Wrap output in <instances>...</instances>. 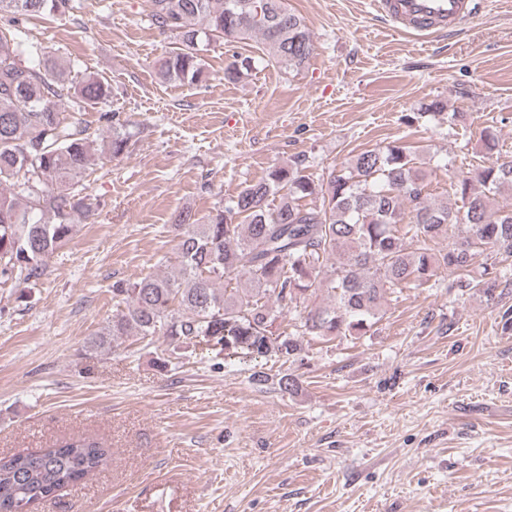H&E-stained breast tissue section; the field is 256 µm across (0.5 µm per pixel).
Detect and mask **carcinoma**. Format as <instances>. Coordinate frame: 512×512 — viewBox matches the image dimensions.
Returning a JSON list of instances; mask_svg holds the SVG:
<instances>
[{
    "mask_svg": "<svg viewBox=\"0 0 512 512\" xmlns=\"http://www.w3.org/2000/svg\"><path fill=\"white\" fill-rule=\"evenodd\" d=\"M153 23L175 35L178 46L159 64L161 80L196 83L205 74L211 42L260 36L267 62L299 68L313 53L311 35L287 0H146ZM71 0H0V283L37 282L50 256L87 223L85 179L95 146L101 157L124 155L130 134L116 113L102 112L93 129L80 112L63 106L97 105L108 96L106 83L89 74L70 79L72 61L49 47L28 45L24 62L11 44L22 38V19L64 14ZM254 66L233 57L224 81H239ZM434 117L447 104L421 106ZM418 151L389 144L351 155L326 177L305 174L303 161L274 167L220 203L206 217L189 210L171 224L177 238L176 273L147 275L112 285L122 308L88 338V348L110 351L124 339L164 336L187 347L202 346L228 359L290 358L312 336H365L384 315L387 295L426 288L446 271L460 289L492 296L497 273L472 275L477 255L492 248L512 258V202L496 210L490 203L512 187V161H495L475 176L455 173L451 189L460 205L428 201L429 175ZM278 203L270 204V199ZM313 197L308 206L301 200ZM464 228L448 250L431 244ZM243 272L250 287L226 288L224 279ZM326 293L329 301L311 303ZM295 312L290 331L277 324L273 307ZM110 449L89 437L0 460V512L18 504L34 507L59 490L105 469Z\"/></svg>",
    "mask_w": 512,
    "mask_h": 512,
    "instance_id": "1",
    "label": "carcinoma"
}]
</instances>
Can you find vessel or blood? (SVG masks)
<instances>
[{
    "label": "vessel or blood",
    "mask_w": 512,
    "mask_h": 512,
    "mask_svg": "<svg viewBox=\"0 0 512 512\" xmlns=\"http://www.w3.org/2000/svg\"><path fill=\"white\" fill-rule=\"evenodd\" d=\"M371 6L401 32L427 38L470 23L486 8L487 0H371Z\"/></svg>",
    "instance_id": "obj_1"
}]
</instances>
